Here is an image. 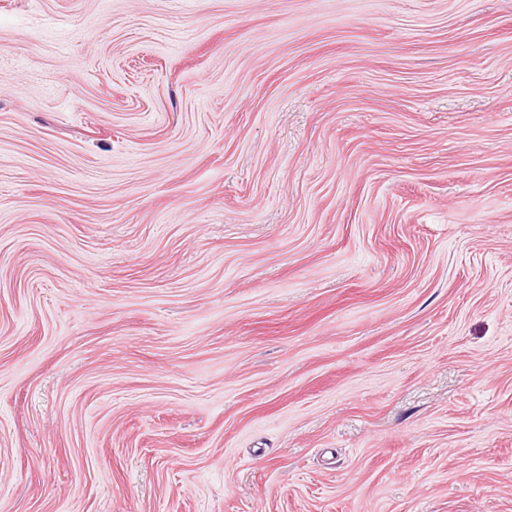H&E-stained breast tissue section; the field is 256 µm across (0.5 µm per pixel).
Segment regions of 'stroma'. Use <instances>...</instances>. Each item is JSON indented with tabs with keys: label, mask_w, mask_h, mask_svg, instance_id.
Returning <instances> with one entry per match:
<instances>
[{
	"label": "stroma",
	"mask_w": 512,
	"mask_h": 512,
	"mask_svg": "<svg viewBox=\"0 0 512 512\" xmlns=\"http://www.w3.org/2000/svg\"><path fill=\"white\" fill-rule=\"evenodd\" d=\"M0 512H512V0H0Z\"/></svg>",
	"instance_id": "obj_1"
}]
</instances>
